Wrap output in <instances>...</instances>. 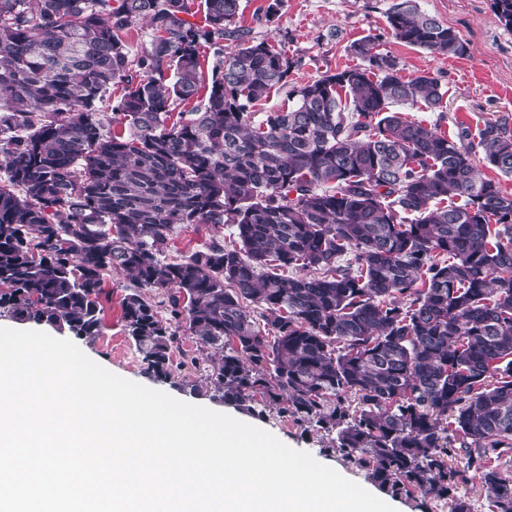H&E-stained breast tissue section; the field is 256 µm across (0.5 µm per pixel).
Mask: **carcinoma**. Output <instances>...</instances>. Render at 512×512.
<instances>
[{
    "mask_svg": "<svg viewBox=\"0 0 512 512\" xmlns=\"http://www.w3.org/2000/svg\"><path fill=\"white\" fill-rule=\"evenodd\" d=\"M491 7L512 29V0ZM239 10L203 0L197 21L192 0H0V309L91 339L104 276L123 271L163 295L122 301L145 373L175 378L187 336L218 356L214 396L317 426L384 490L471 512L457 490L474 469L492 512H512V475L494 464L512 462V195L471 158L476 145L512 176V134L489 122L450 138L395 110H437L444 92L402 76L372 35L350 45L360 64L258 118L295 61ZM387 21L408 46L466 52L416 0ZM140 24L151 38L133 54ZM118 83L123 129L107 135ZM178 224L216 235L167 262Z\"/></svg>",
    "mask_w": 512,
    "mask_h": 512,
    "instance_id": "carcinoma-1",
    "label": "carcinoma"
}]
</instances>
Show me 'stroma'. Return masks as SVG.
<instances>
[{"label": "stroma", "instance_id": "stroma-1", "mask_svg": "<svg viewBox=\"0 0 512 512\" xmlns=\"http://www.w3.org/2000/svg\"><path fill=\"white\" fill-rule=\"evenodd\" d=\"M394 0H280L274 22H266L268 0H241L239 22L250 28L256 39L277 40L287 34L289 56L296 64L288 76L286 90L271 93L263 108L274 111L288 104L286 92L312 82L325 73L356 65L350 53L352 42L366 35L380 38L381 51L395 55L404 77L427 74L437 78L445 92L443 106L433 111L421 105L404 107L406 117L438 127L452 136L458 126L483 128L495 121L512 130V30L494 16L491 0H417L422 11L454 29L464 40L467 51L461 56H435L404 46L393 39L387 12ZM134 289L120 272L105 277L104 328L94 339L78 340L79 349L110 372L160 390L191 404L224 413L262 428L287 446L309 453L349 480L357 482L387 501L397 512H448V503L421 494L395 496L381 489L368 472L344 463L326 451L327 440L317 428H304L280 418L276 411L255 402L252 411H242L212 399L201 387L212 362L195 352L189 339H181L172 349L180 371L176 381H163L146 375L141 356L126 337L121 318V302Z\"/></svg>", "mask_w": 512, "mask_h": 512}]
</instances>
